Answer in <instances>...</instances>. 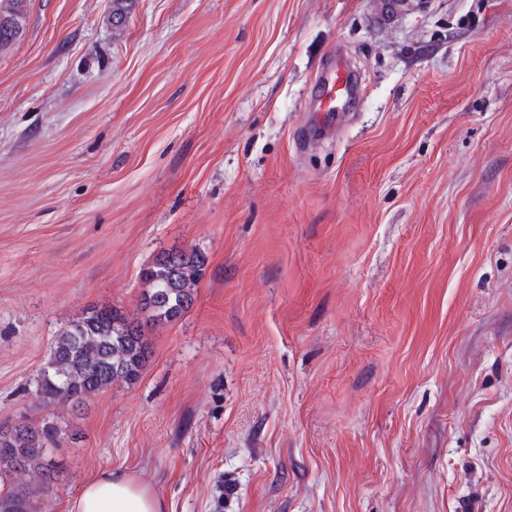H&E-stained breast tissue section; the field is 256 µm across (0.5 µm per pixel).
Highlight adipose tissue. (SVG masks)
I'll use <instances>...</instances> for the list:
<instances>
[{"label": "adipose tissue", "instance_id": "ef3b65f1", "mask_svg": "<svg viewBox=\"0 0 512 512\" xmlns=\"http://www.w3.org/2000/svg\"><path fill=\"white\" fill-rule=\"evenodd\" d=\"M68 512H164V505L130 475L109 471L87 479Z\"/></svg>", "mask_w": 512, "mask_h": 512}]
</instances>
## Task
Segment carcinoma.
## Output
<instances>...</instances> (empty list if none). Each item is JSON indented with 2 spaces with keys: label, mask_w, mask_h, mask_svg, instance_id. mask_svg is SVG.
I'll return each mask as SVG.
<instances>
[{
  "label": "carcinoma",
  "mask_w": 512,
  "mask_h": 512,
  "mask_svg": "<svg viewBox=\"0 0 512 512\" xmlns=\"http://www.w3.org/2000/svg\"><path fill=\"white\" fill-rule=\"evenodd\" d=\"M134 0H112V26L127 19ZM25 0H0V16L17 14L27 22ZM206 258L200 252L160 255L142 271L144 289L139 308L144 319L129 320L111 308H92L57 334L47 365L38 380L44 401L80 405L115 383H135L150 353L147 330L177 319L192 304ZM52 421L32 428L24 422L0 426V477L30 475L37 483L20 484L0 494V512H33L36 490H48L56 469L47 445L56 441Z\"/></svg>",
  "instance_id": "cac0c4a2"
}]
</instances>
